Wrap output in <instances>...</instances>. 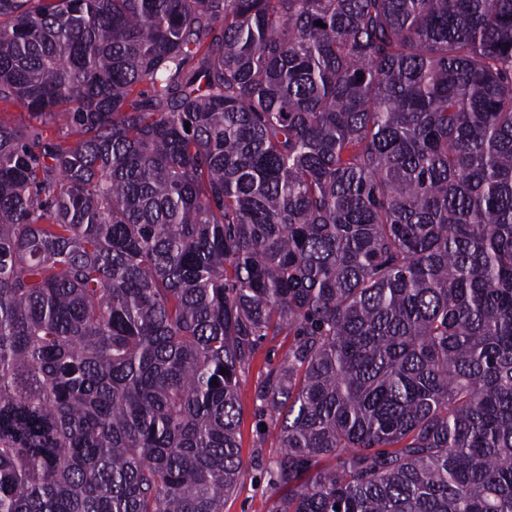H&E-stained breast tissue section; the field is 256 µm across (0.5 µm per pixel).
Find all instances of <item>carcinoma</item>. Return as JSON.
Masks as SVG:
<instances>
[{
  "instance_id": "1",
  "label": "carcinoma",
  "mask_w": 512,
  "mask_h": 512,
  "mask_svg": "<svg viewBox=\"0 0 512 512\" xmlns=\"http://www.w3.org/2000/svg\"><path fill=\"white\" fill-rule=\"evenodd\" d=\"M16 100L0 512H224L282 335L272 512H512V0H0Z\"/></svg>"
}]
</instances>
